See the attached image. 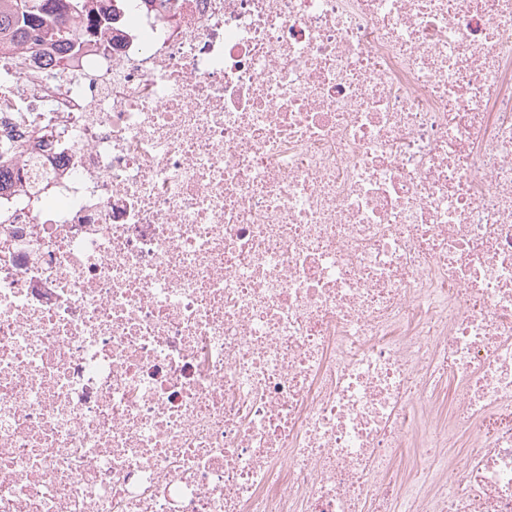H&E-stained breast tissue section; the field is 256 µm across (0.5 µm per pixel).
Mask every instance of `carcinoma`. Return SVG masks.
<instances>
[{"label":"carcinoma","instance_id":"obj_1","mask_svg":"<svg viewBox=\"0 0 512 512\" xmlns=\"http://www.w3.org/2000/svg\"><path fill=\"white\" fill-rule=\"evenodd\" d=\"M89 0H0V51L19 41L62 43L78 47L99 26L112 27V14L89 15L86 26L74 27L65 17L86 11Z\"/></svg>","mask_w":512,"mask_h":512}]
</instances>
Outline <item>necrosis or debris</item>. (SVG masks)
<instances>
[{"label": "necrosis or debris", "instance_id": "necrosis-or-debris-1", "mask_svg": "<svg viewBox=\"0 0 512 512\" xmlns=\"http://www.w3.org/2000/svg\"><path fill=\"white\" fill-rule=\"evenodd\" d=\"M102 5L0 55V512H512V0Z\"/></svg>", "mask_w": 512, "mask_h": 512}]
</instances>
